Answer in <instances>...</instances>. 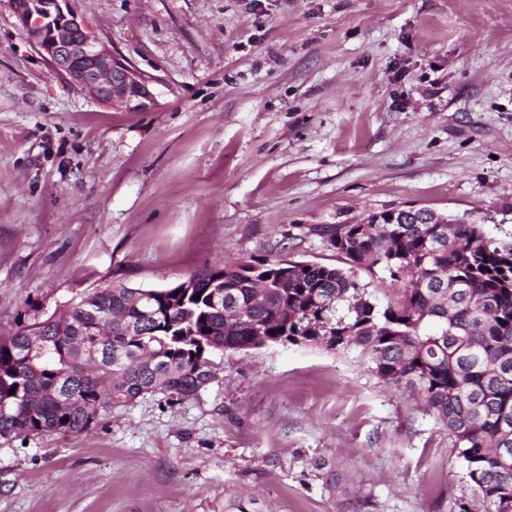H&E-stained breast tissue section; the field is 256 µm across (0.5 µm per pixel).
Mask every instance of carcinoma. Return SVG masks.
Here are the masks:
<instances>
[{"label": "carcinoma", "mask_w": 512, "mask_h": 512, "mask_svg": "<svg viewBox=\"0 0 512 512\" xmlns=\"http://www.w3.org/2000/svg\"><path fill=\"white\" fill-rule=\"evenodd\" d=\"M379 215L386 223L321 229L342 267L252 258L176 288L118 282L0 333V438L81 433L98 409L146 395L197 398L214 381L212 351L356 347L448 432L484 512H512V247L466 218L436 224L428 208ZM375 268L383 303L357 275ZM314 467L338 512H372L339 469ZM224 512L260 509L226 487Z\"/></svg>", "instance_id": "obj_1"}]
</instances>
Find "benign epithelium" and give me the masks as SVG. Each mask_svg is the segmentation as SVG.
Here are the masks:
<instances>
[{
    "label": "benign epithelium",
    "mask_w": 512,
    "mask_h": 512,
    "mask_svg": "<svg viewBox=\"0 0 512 512\" xmlns=\"http://www.w3.org/2000/svg\"><path fill=\"white\" fill-rule=\"evenodd\" d=\"M28 38L50 66L98 101L127 110L155 104L151 80L91 35L71 0H10Z\"/></svg>",
    "instance_id": "1"
}]
</instances>
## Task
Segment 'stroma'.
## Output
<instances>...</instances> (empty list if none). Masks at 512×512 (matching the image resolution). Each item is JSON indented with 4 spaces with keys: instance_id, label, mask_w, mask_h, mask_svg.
<instances>
[{
    "instance_id": "35a3bbf8",
    "label": "stroma",
    "mask_w": 512,
    "mask_h": 512,
    "mask_svg": "<svg viewBox=\"0 0 512 512\" xmlns=\"http://www.w3.org/2000/svg\"><path fill=\"white\" fill-rule=\"evenodd\" d=\"M153 79L154 106L55 72L0 0V331L123 281L234 260L338 265L314 227L392 208L512 243V0H74ZM200 398L148 395L90 432L0 438V512H336L314 459L374 512L480 507L458 450L358 352L209 353ZM252 497L243 496L230 486L224 488V512H261Z\"/></svg>"
}]
</instances>
